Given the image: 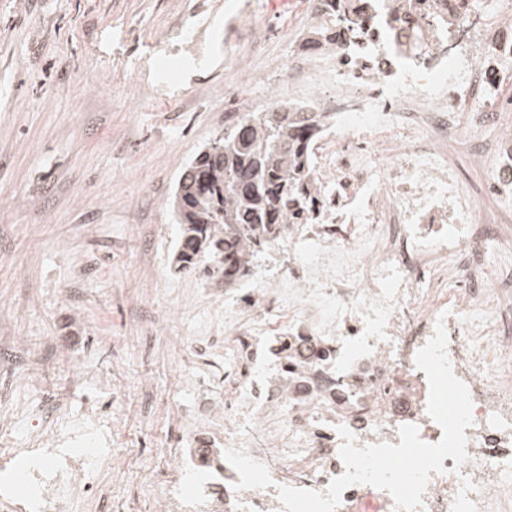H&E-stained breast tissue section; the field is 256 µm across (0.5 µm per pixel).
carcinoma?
I'll return each instance as SVG.
<instances>
[{
  "label": "carcinoma",
  "instance_id": "obj_1",
  "mask_svg": "<svg viewBox=\"0 0 512 512\" xmlns=\"http://www.w3.org/2000/svg\"><path fill=\"white\" fill-rule=\"evenodd\" d=\"M323 2L324 15L314 19L308 36L329 45L336 23H356L344 12L346 0ZM319 124L318 115L285 105L247 113L186 166L171 198L180 226L179 268L226 284L244 274L278 235L289 205L314 189L305 182L307 150Z\"/></svg>",
  "mask_w": 512,
  "mask_h": 512
}]
</instances>
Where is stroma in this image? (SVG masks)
I'll use <instances>...</instances> for the list:
<instances>
[{
    "label": "stroma",
    "instance_id": "1",
    "mask_svg": "<svg viewBox=\"0 0 512 512\" xmlns=\"http://www.w3.org/2000/svg\"><path fill=\"white\" fill-rule=\"evenodd\" d=\"M0 0V342L22 341L23 371L0 370V455L49 425L50 409L112 406V467L102 507L148 497L175 436L181 377L206 368L187 346L188 314L224 288L175 263L166 209L182 170L223 137L227 112L256 111L279 67L301 52L305 22L249 54V22L274 0ZM256 86L225 101L240 66ZM448 160L482 209L459 139Z\"/></svg>",
    "mask_w": 512,
    "mask_h": 512
}]
</instances>
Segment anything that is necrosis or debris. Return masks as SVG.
Here are the masks:
<instances>
[{"label": "necrosis or debris", "instance_id": "4bbe7bcc", "mask_svg": "<svg viewBox=\"0 0 512 512\" xmlns=\"http://www.w3.org/2000/svg\"><path fill=\"white\" fill-rule=\"evenodd\" d=\"M361 0V32L336 27L326 78L308 46L269 95L307 85L296 112L327 117L308 179L319 192L282 225L258 271L224 291L194 329L192 346L224 336V397L177 412L186 448L163 451L151 500L156 512H286L277 488L325 490L344 473L338 426L356 447L399 444L416 425L434 444L443 431L427 413L429 385L417 352L443 323L447 356L469 390L468 460L445 458L415 512H504L512 505V268L485 276L486 245L512 254V224L485 215L448 163L457 113L480 127L503 123L512 86V0ZM481 48L466 50L472 40ZM475 163L494 157L490 186L512 193V136L492 147L469 141ZM206 423L210 436L199 439ZM245 447L273 484L235 491L239 476L197 485V468ZM23 486L0 491L8 512H66L89 498L112 459V420L93 412L38 430L24 449ZM336 512H396L392 495L345 489Z\"/></svg>", "mask_w": 512, "mask_h": 512}]
</instances>
